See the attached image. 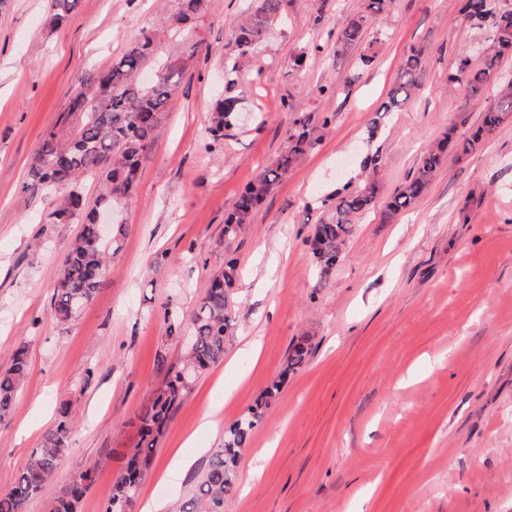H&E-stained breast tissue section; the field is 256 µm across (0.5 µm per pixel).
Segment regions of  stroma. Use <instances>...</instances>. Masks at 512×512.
Wrapping results in <instances>:
<instances>
[{"mask_svg": "<svg viewBox=\"0 0 512 512\" xmlns=\"http://www.w3.org/2000/svg\"><path fill=\"white\" fill-rule=\"evenodd\" d=\"M461 3L391 0L365 42L343 48L334 33L363 0H284L285 23L231 75L232 22L257 0H214L185 35L168 37L172 58L187 39L200 47L186 58L135 199L121 209L123 235L103 282L62 325L51 301L80 226L51 223L31 158L77 79L119 58L173 2L79 0L55 29L50 0H0V370L20 348L29 366L0 420V489L67 402L71 441L53 486L94 471L78 512H104L138 441L136 416L164 381L159 361L184 358L172 320L188 321L233 258L240 281L224 360L197 377L174 412L142 496L175 512L225 427L306 336L311 354L241 449L224 512H360L369 491L371 512H512V117L473 153L449 155L409 210L384 217L427 146L481 121L482 102L448 75L460 52L481 58L493 34L464 20ZM413 53L423 62L419 87L384 111ZM224 97L236 99V120L216 141L207 128ZM289 102L310 116L318 142L250 224L225 237V211L285 145ZM344 167L357 180L378 171L382 189L322 279L304 240L343 190ZM209 406L213 424L200 426ZM182 447L194 463L169 471Z\"/></svg>", "mask_w": 512, "mask_h": 512, "instance_id": "obj_1", "label": "stroma"}]
</instances>
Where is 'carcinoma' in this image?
<instances>
[{"instance_id": "1", "label": "carcinoma", "mask_w": 512, "mask_h": 512, "mask_svg": "<svg viewBox=\"0 0 512 512\" xmlns=\"http://www.w3.org/2000/svg\"><path fill=\"white\" fill-rule=\"evenodd\" d=\"M78 0H50V25L67 23ZM497 0H462L460 12L472 21L487 22L494 32L497 49L483 56L479 65L462 54L457 58L448 81L464 85L471 96L490 86L498 87L493 101L485 105L481 125L469 135L447 133L422 156L417 169L393 194L385 214L394 216L410 208L426 191L445 156L454 152L467 155L479 146L483 134L495 130L512 112V81L503 79L501 60L512 55V10L502 11ZM175 9L168 31L180 33L195 17L206 13L211 0H174ZM283 0H258L254 12L237 21L234 28L239 54L229 58L225 70H238L243 59L264 42L274 25L283 17ZM388 0H364L357 17L336 36V43L352 46L363 39L367 22L385 12ZM163 54L161 32L154 28L141 31L125 53L90 78L78 79L69 110L58 123L41 136L33 154L30 175L34 184L54 194L49 217L54 224H71L83 219L79 234L69 243L62 261L51 313L59 323H67L94 297L99 288L109 251L117 237L99 236L92 214L96 207L115 208L134 197L140 162L152 146L164 120L167 105L184 73L181 59L159 63ZM420 55H409L402 66V79L390 91V106L406 103L417 87L415 71L421 67ZM236 99L217 102L208 132L224 138V129L232 125ZM310 118L293 113L287 146L238 197L224 218V234L236 233L250 223L254 212L297 160L310 151L315 140L309 129ZM97 177L102 188L89 207L82 196H61L57 188L72 185L81 176ZM380 193L373 178L337 198L332 213L314 225L306 239L319 277H328L339 262L357 218L371 210ZM239 278L238 265L229 262L213 277L190 316L191 334L187 342V360L177 368L169 367L163 384L153 392L139 414V441L127 457L124 472L112 488L106 512H131L144 475L151 469L158 439L166 430L173 411L180 406L192 379L204 369L224 359V334L229 327L228 301ZM308 338L300 337L288 352L283 372L266 388L260 400L228 428L220 447L207 460L195 488L178 512H224V498L236 490V461L253 430L261 423L265 409L278 397L288 373L302 367L309 355ZM25 351L15 352L11 365L0 371V419L12 410L27 376ZM72 433L69 403L57 409L56 422L42 444L31 450L25 469L11 486L0 490V512H22L30 500L51 494L50 512H77V507L93 484L89 470L72 477L65 488L51 493V484L59 461L68 449Z\"/></svg>"}]
</instances>
